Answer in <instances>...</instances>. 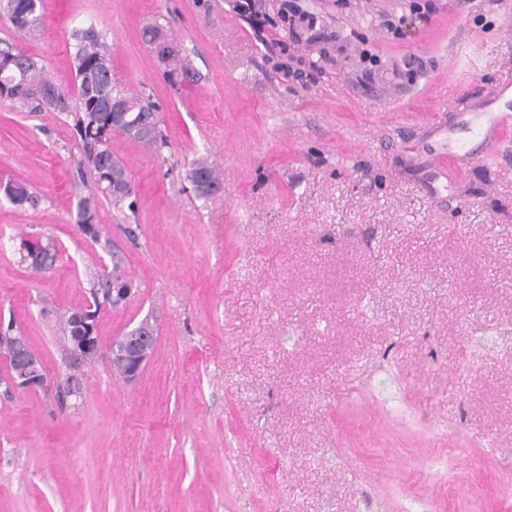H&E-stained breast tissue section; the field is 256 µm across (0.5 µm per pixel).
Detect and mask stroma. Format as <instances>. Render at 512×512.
Listing matches in <instances>:
<instances>
[{
	"mask_svg": "<svg viewBox=\"0 0 512 512\" xmlns=\"http://www.w3.org/2000/svg\"><path fill=\"white\" fill-rule=\"evenodd\" d=\"M255 26L239 0H43L40 38L0 42L74 82L68 42L95 22L112 81L159 106L169 146L122 136L137 206L100 201L101 242L75 222L80 152L52 112L0 106V322L48 377L71 371L56 317L116 270L103 345L142 321L140 377L77 368L82 397L0 390V512H512V0H296L319 39ZM407 15L400 36L379 17ZM163 23L201 75L171 86L141 43ZM288 41V55L279 41ZM379 58L366 69L361 50ZM310 64L296 82L286 57ZM204 156L222 190L198 200ZM52 238L48 273L17 247ZM6 199L16 206L36 209L42 202V196L23 182L9 181L3 188Z\"/></svg>",
	"mask_w": 512,
	"mask_h": 512,
	"instance_id": "1",
	"label": "stroma"
}]
</instances>
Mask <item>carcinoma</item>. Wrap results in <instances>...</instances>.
Segmentation results:
<instances>
[{
  "mask_svg": "<svg viewBox=\"0 0 512 512\" xmlns=\"http://www.w3.org/2000/svg\"><path fill=\"white\" fill-rule=\"evenodd\" d=\"M0 17L8 20L14 31L24 38L41 35L44 17L41 0H0ZM141 42L148 50L169 37L164 25L154 21L142 26ZM69 57L75 74L74 87L57 83L46 70L45 64L12 45L0 48V83L10 84L8 105L17 111L55 112L65 116L68 128L78 140L79 172L89 171L94 177L96 191L79 198L76 224L91 240H100V230L95 222L99 197H104L118 210H135V188L126 165L112 153V136L126 138L157 151L167 147L158 108L150 97L128 94L112 85V61L105 34L94 25L74 29L69 41ZM14 60L6 70L2 63ZM164 77L174 86L192 85L199 81V74L188 57L177 52L161 61ZM49 87L56 95L46 98L33 94L36 88ZM189 179L198 198L207 199L220 184L215 170L205 160L191 163ZM6 199L16 206L36 209L42 196L23 182L9 181L3 188ZM58 249L55 242L44 239V247L36 254L21 255L23 261L37 272L45 273L55 264ZM124 287L120 277L103 272L91 288L96 308H112L110 288ZM58 401L80 400L82 392L78 382L67 376L57 384Z\"/></svg>",
  "mask_w": 512,
  "mask_h": 512,
  "instance_id": "obj_1",
  "label": "carcinoma"
}]
</instances>
